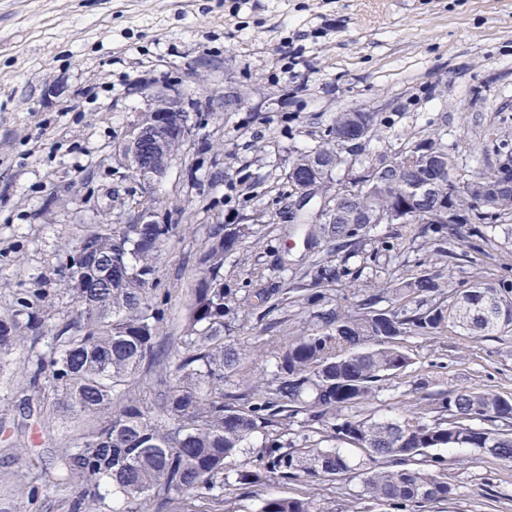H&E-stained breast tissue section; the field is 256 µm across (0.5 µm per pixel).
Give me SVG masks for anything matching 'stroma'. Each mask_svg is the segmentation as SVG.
Here are the masks:
<instances>
[{"label": "stroma", "mask_w": 512, "mask_h": 512, "mask_svg": "<svg viewBox=\"0 0 512 512\" xmlns=\"http://www.w3.org/2000/svg\"><path fill=\"white\" fill-rule=\"evenodd\" d=\"M161 89L202 113L167 176L148 184L119 147ZM351 105L381 119L374 152L436 128L473 170L489 171L488 130L512 141V0H0V313L16 289L53 288V269L93 225L146 204L175 227L155 275L170 292L166 336L186 313L210 227L250 225L224 260V287L236 301L235 342L265 345L243 363L257 375L304 317L265 311L256 289L292 287L317 258L349 268L332 290L344 305L373 286L354 279L363 266L406 278L433 264L463 285L512 265V241L449 242L440 256L399 224L380 225L353 254L321 237L305 243L291 221L288 164ZM405 344L412 366L357 415L407 414L420 377L431 393L512 392V331ZM26 361L19 351L0 368V512H61L59 435L82 422L46 413L19 378ZM452 456L448 512H512V463L474 448Z\"/></svg>", "instance_id": "stroma-1"}]
</instances>
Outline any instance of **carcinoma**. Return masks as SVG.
<instances>
[{
    "mask_svg": "<svg viewBox=\"0 0 512 512\" xmlns=\"http://www.w3.org/2000/svg\"><path fill=\"white\" fill-rule=\"evenodd\" d=\"M338 112L316 150L330 165L346 125ZM431 154L447 141L431 132L413 142ZM391 177L358 193L366 213L397 210L405 197ZM470 211L462 225L436 219L448 208ZM418 220L405 225L413 237L437 243L463 236L487 241L504 225L512 236V193L489 181L448 199V176L417 203ZM374 224L319 225L331 240L365 238ZM171 224H99L82 236L53 270L50 294L23 288L13 310L0 314V360L30 349L21 375L33 388L46 383V401L61 417L90 420L64 436L56 486L72 489L67 512H222L241 486L253 489L258 512H324L309 488L346 475L360 477V491L341 512H362L372 500L388 512H411L453 495L448 458L432 450L477 448L512 463V396L459 388L433 397L411 391L418 411L401 418L349 415L373 400L379 383L407 370L408 336L460 329L493 336L512 327V276L473 275L461 289L437 270H423L377 288L344 307L328 294L340 268L323 258L303 272L289 305L308 307L307 329L275 357L271 377L251 382L240 373L245 349L230 339L235 308L224 291V257L249 235L247 224H216L200 258L201 275L190 289L177 335L161 337L168 292L153 287ZM259 302L277 308L278 288H261ZM240 376L241 392L224 403V382ZM434 406L427 421L420 413ZM304 415L298 419V415ZM343 440L351 452L322 446ZM251 456L241 469L236 461ZM273 478L299 481L296 497L263 494Z\"/></svg>",
    "mask_w": 512,
    "mask_h": 512,
    "instance_id": "cac0c4a2",
    "label": "carcinoma"
}]
</instances>
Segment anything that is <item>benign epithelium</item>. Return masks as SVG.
<instances>
[{
	"label": "benign epithelium",
	"mask_w": 512,
	"mask_h": 512,
	"mask_svg": "<svg viewBox=\"0 0 512 512\" xmlns=\"http://www.w3.org/2000/svg\"><path fill=\"white\" fill-rule=\"evenodd\" d=\"M153 101L148 114L131 126L121 150L124 165L148 182L160 181L167 175L178 151L190 139L195 128L192 114L181 99L159 91L153 96ZM371 135L369 126L361 129L352 127L349 134H338L344 146L334 160L336 180L330 194L321 192L318 169L301 176L293 170L294 164H289L288 176L299 179L298 198L292 216L309 211L313 215V223H326L337 213L336 198L360 188L373 167L393 173L396 181H401L417 159V154L408 147L390 154L359 153L358 145ZM505 176L509 180L503 182V187L512 188V157L507 153L498 156L496 165L491 169V178Z\"/></svg>",
	"instance_id": "obj_1"
}]
</instances>
